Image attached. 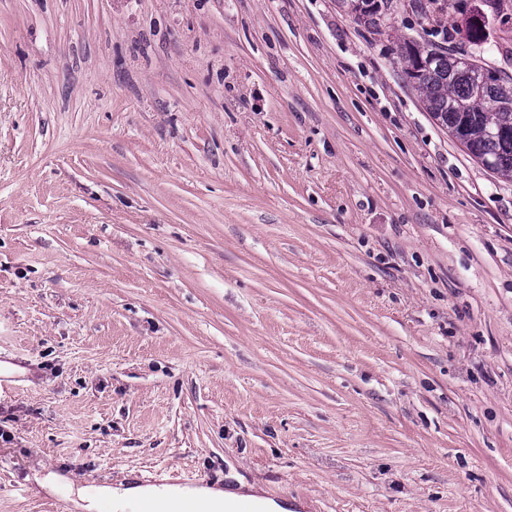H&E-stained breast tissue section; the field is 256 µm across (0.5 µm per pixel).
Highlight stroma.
Instances as JSON below:
<instances>
[{
	"mask_svg": "<svg viewBox=\"0 0 512 512\" xmlns=\"http://www.w3.org/2000/svg\"><path fill=\"white\" fill-rule=\"evenodd\" d=\"M480 10L512 73V0ZM340 0H0V512L247 484L512 512V178Z\"/></svg>",
	"mask_w": 512,
	"mask_h": 512,
	"instance_id": "1",
	"label": "stroma"
}]
</instances>
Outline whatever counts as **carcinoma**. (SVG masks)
I'll return each mask as SVG.
<instances>
[{"label": "carcinoma", "mask_w": 512, "mask_h": 512, "mask_svg": "<svg viewBox=\"0 0 512 512\" xmlns=\"http://www.w3.org/2000/svg\"><path fill=\"white\" fill-rule=\"evenodd\" d=\"M366 9L359 0H342L356 22L378 27L382 17L394 8V0H372ZM443 41L428 40L420 44L406 40L398 47V58L408 68L417 69L409 84L419 93L424 108L433 120L448 131L467 129L466 149L474 157L489 156L497 160L496 172L512 176V77H498V83H479L458 59L463 53H450Z\"/></svg>", "instance_id": "carcinoma-1"}]
</instances>
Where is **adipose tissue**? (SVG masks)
<instances>
[{
  "label": "adipose tissue",
  "instance_id": "1",
  "mask_svg": "<svg viewBox=\"0 0 512 512\" xmlns=\"http://www.w3.org/2000/svg\"><path fill=\"white\" fill-rule=\"evenodd\" d=\"M38 490L66 491L73 512H229L232 505L249 504L253 512H286L283 505L255 493H236L209 486L141 485L121 482L78 486L57 472L34 475Z\"/></svg>",
  "mask_w": 512,
  "mask_h": 512
}]
</instances>
